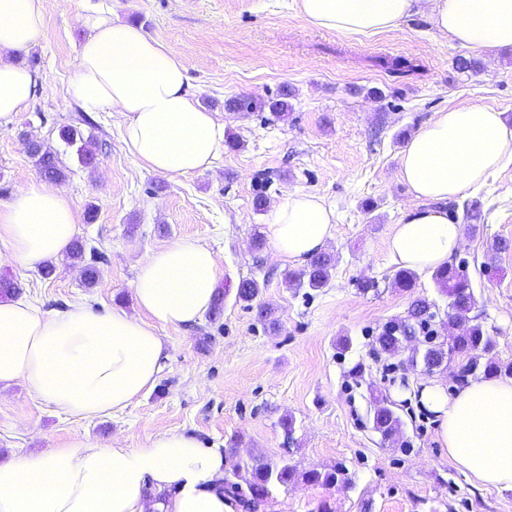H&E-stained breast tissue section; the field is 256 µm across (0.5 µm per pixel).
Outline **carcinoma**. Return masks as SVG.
<instances>
[{"instance_id": "obj_1", "label": "carcinoma", "mask_w": 512, "mask_h": 512, "mask_svg": "<svg viewBox=\"0 0 512 512\" xmlns=\"http://www.w3.org/2000/svg\"><path fill=\"white\" fill-rule=\"evenodd\" d=\"M289 94L283 93L280 97L268 102H257L249 98L235 97L227 101V106L233 110H254L263 112L268 110L276 118L284 117L291 109L288 103ZM91 123L90 116L81 113L75 118V123L67 124L59 129L60 138L70 146L76 147L78 160L85 166L96 164L98 154L93 139L84 138L78 124ZM31 144L30 155L36 158L41 174L53 181L66 177L63 168L58 165L57 157L52 149L37 139H29ZM90 254V262L83 267L84 281L91 286L98 279L99 269L97 263L102 254L97 248H86V244L75 241L69 247L68 258L82 262L85 254ZM335 266L334 258L326 252L314 255L305 270L293 282L305 285L312 290L324 287ZM432 280L440 292L448 296V322H469L467 328L457 334L448 336V341L440 340V336L433 328L434 320L438 315L435 303L425 297L415 298L408 309L407 316L384 324L372 340L373 350L378 354L389 357L409 352L408 365L416 369L434 371L445 362H456L459 380L464 381L481 371L486 375H495L500 372L512 375V367L502 368L490 354L496 347V340L480 323L471 322L469 313L475 304V296L471 288L467 269L463 265L449 263L432 273ZM260 292V285L253 279L241 281L237 287L236 298L242 302L250 303L256 299ZM428 335L421 336V333ZM423 337L425 347L421 350H407L411 340ZM372 413V428L385 441H394L402 430V420L395 410V406L383 399H374ZM295 472L294 466L282 460L278 463L256 460L251 465L246 476L234 473L235 480L224 478V491L227 492L245 512H260L271 495L272 489L280 484H286ZM303 479L313 484H331L338 480L345 481V470L338 469L328 472L310 470L303 473Z\"/></svg>"}]
</instances>
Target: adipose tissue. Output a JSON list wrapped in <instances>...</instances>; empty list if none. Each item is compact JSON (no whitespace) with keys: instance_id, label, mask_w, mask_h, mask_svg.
I'll use <instances>...</instances> for the list:
<instances>
[{"instance_id":"ef3b65f1","label":"adipose tissue","mask_w":512,"mask_h":512,"mask_svg":"<svg viewBox=\"0 0 512 512\" xmlns=\"http://www.w3.org/2000/svg\"><path fill=\"white\" fill-rule=\"evenodd\" d=\"M300 16L341 35L374 36L428 12L436 29L476 54L512 48V0H297ZM90 31L69 92L86 113L121 112L133 162L168 177L210 169L224 152V125L189 95L188 68L141 28L103 12L82 14ZM41 0H0V134L34 96L36 75L9 52L34 46ZM512 160V118L484 105L451 108L421 127L399 156L414 202L387 239L398 267L432 271L462 245L444 202L482 185ZM275 253L302 266L336 235V214L311 193L271 212ZM78 232L72 200L34 181L0 205V257L26 269L59 258ZM216 254L193 238L148 252L133 284L141 317L85 302L47 312L26 298L0 301V385L22 383L33 398L73 416L123 409L152 389L166 367L158 329L190 326L211 309ZM414 397L433 416L449 459L476 482L512 489V378H479L447 389L426 380ZM222 448L169 431L140 448L77 437L64 447L0 460V512H235L222 480Z\"/></svg>"}]
</instances>
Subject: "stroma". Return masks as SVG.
I'll use <instances>...</instances> for the list:
<instances>
[{
  "instance_id": "35a3bbf8",
  "label": "stroma",
  "mask_w": 512,
  "mask_h": 512,
  "mask_svg": "<svg viewBox=\"0 0 512 512\" xmlns=\"http://www.w3.org/2000/svg\"><path fill=\"white\" fill-rule=\"evenodd\" d=\"M37 46L13 53L39 76L29 105L0 136V204L42 175L23 142L32 134L56 153L66 177L58 186L74 201L78 238L104 255L99 277L86 286L80 264L55 259L51 277L13 262L0 264L19 295L56 311L76 299L141 317L133 282L147 252L181 237L208 244L220 269L224 300L216 314L159 333L170 358L156 386L124 410L82 419L30 397L20 384L0 389V454L60 448L76 437L106 446L142 447L155 434L177 430L204 444L239 449L229 469L253 459H289L297 474L273 488L263 512H504L512 490L476 483L441 448L430 414L395 389L424 380L401 358L375 357L372 338L404 316L422 295L447 311L448 298L431 271L411 291L396 288L386 240L412 196L399 177V154L436 112L479 104L512 117V49L482 56L477 73L455 69L468 49L448 41L420 13L371 37L343 36L300 18L295 0H42ZM102 10L137 24L183 53L188 91L239 140L204 172L169 178L141 168L128 155L121 112H100L82 126L101 146L83 166L59 137L81 108L68 92L86 31L80 16ZM404 59L416 72L396 77L378 59ZM292 93L281 120L228 109V99ZM295 193L318 195L336 212V237L326 245L335 267L324 288L288 286L292 265L268 243L269 210ZM267 208L255 209L257 195ZM478 203L474 228L464 229L455 262L465 264L476 305L473 317L495 336L493 352L512 366V163L457 200L455 218ZM263 237L255 249V237ZM508 249H500V242ZM260 285L255 306L236 299L240 281ZM362 279L377 281L361 292ZM273 309L274 323L258 306ZM351 340L339 352L340 338ZM363 363V381L350 368ZM392 399L403 421L400 442L382 440L370 422V395ZM293 417L286 438L280 421ZM343 465L349 483L308 484L309 470Z\"/></svg>"
}]
</instances>
